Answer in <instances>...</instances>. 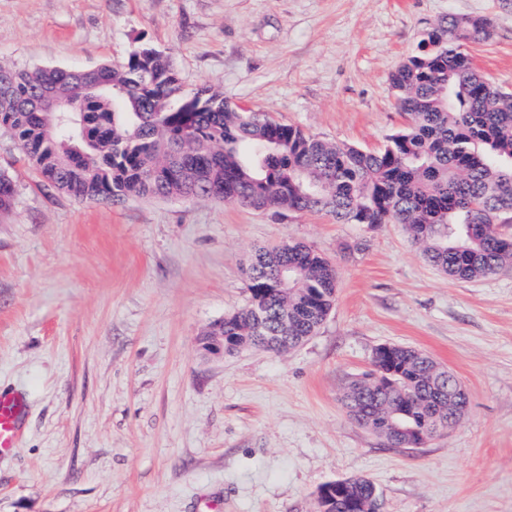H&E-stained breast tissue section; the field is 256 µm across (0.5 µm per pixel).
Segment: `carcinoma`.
<instances>
[{
	"label": "carcinoma",
	"mask_w": 512,
	"mask_h": 512,
	"mask_svg": "<svg viewBox=\"0 0 512 512\" xmlns=\"http://www.w3.org/2000/svg\"><path fill=\"white\" fill-rule=\"evenodd\" d=\"M489 17L451 16L427 29L392 75L404 129L377 151L340 145L244 112L208 88L177 103L180 78L147 44L119 65L87 70L0 66V130L44 181L81 199H211L281 216L324 212L339 224H402L425 259L457 280L512 267V92L493 87L465 45L488 37ZM70 101L59 123L41 92ZM16 186L0 171V212ZM248 304L207 332L224 352L316 335L336 297L334 265L303 242L259 250L246 269ZM365 399L352 419L387 433L389 446L428 441L452 428L448 375L428 356L374 353ZM403 412L408 434L389 430ZM327 512H382L365 482L336 489Z\"/></svg>",
	"instance_id": "carcinoma-1"
}]
</instances>
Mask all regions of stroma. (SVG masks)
Here are the masks:
<instances>
[{"mask_svg": "<svg viewBox=\"0 0 512 512\" xmlns=\"http://www.w3.org/2000/svg\"><path fill=\"white\" fill-rule=\"evenodd\" d=\"M451 15L493 20L467 51L512 91V0H0V64L91 69L143 40L182 97L207 87L373 151L406 124L392 74ZM0 167L17 185L0 212V389L27 401L0 457V512H318V489L352 477L384 512H512V269L450 279L398 224L82 200L1 132ZM289 241L336 266L318 333L283 352H205L203 332L247 302L251 254ZM384 343L425 351L468 392L425 447L385 445L342 403Z\"/></svg>", "mask_w": 512, "mask_h": 512, "instance_id": "1", "label": "stroma"}]
</instances>
